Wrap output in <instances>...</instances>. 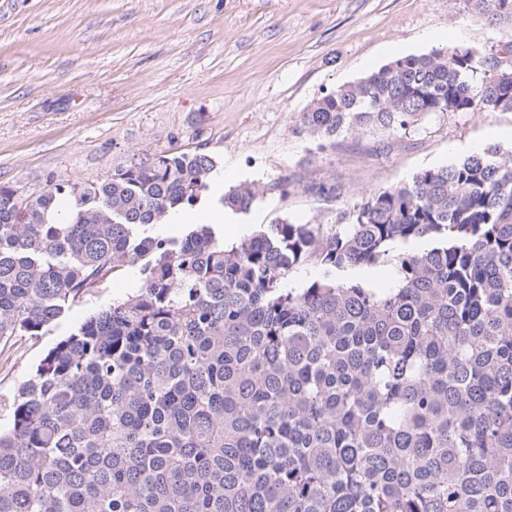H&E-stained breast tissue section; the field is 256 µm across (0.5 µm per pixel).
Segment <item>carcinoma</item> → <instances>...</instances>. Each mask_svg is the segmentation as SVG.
Wrapping results in <instances>:
<instances>
[{
	"label": "carcinoma",
	"instance_id": "obj_1",
	"mask_svg": "<svg viewBox=\"0 0 512 512\" xmlns=\"http://www.w3.org/2000/svg\"><path fill=\"white\" fill-rule=\"evenodd\" d=\"M469 2L512 27V0ZM497 64L469 48L395 59L316 100L299 132L512 112ZM215 171L195 151L104 182L0 184V344L39 338L129 267L142 281L19 385L0 512H512V153L420 170L338 224L285 218L231 245L210 224L148 232ZM258 194L240 184L223 205ZM379 264L389 288L349 275ZM306 265L319 275L288 286Z\"/></svg>",
	"mask_w": 512,
	"mask_h": 512
}]
</instances>
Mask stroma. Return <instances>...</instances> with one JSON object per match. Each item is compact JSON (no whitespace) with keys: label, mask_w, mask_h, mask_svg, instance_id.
Listing matches in <instances>:
<instances>
[{"label":"stroma","mask_w":512,"mask_h":512,"mask_svg":"<svg viewBox=\"0 0 512 512\" xmlns=\"http://www.w3.org/2000/svg\"><path fill=\"white\" fill-rule=\"evenodd\" d=\"M512 29L489 27L469 0H0V183L25 191L102 182L134 158L203 151L225 188L256 184L249 211L227 214L231 244L262 224H334L372 190L465 157L512 150V112L437 113L409 135L298 132L302 112L338 85L407 55L497 54ZM333 185L326 198L316 185ZM209 189L156 235L178 239ZM141 282L115 274L38 339L0 358V428L20 382L92 312Z\"/></svg>","instance_id":"35a3bbf8"}]
</instances>
